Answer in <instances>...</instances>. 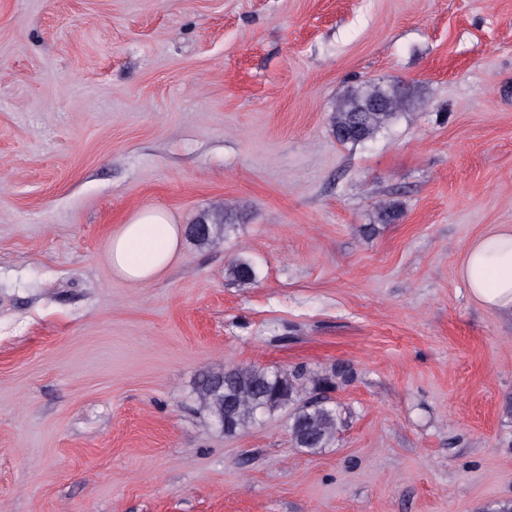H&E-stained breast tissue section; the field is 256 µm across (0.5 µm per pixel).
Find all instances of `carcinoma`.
<instances>
[{"mask_svg":"<svg viewBox=\"0 0 512 512\" xmlns=\"http://www.w3.org/2000/svg\"><path fill=\"white\" fill-rule=\"evenodd\" d=\"M414 92L399 82H367L350 86L336 101L329 117L330 130L341 144L361 145L376 139L408 115ZM380 221L389 224L399 216L398 204L387 197L375 202ZM237 213L224 209V215L204 225L192 239L203 245L215 243L229 231ZM225 275L246 288L258 277L252 259L240 252L225 269ZM349 370L338 367L333 375L297 368L237 367L204 376L196 387L199 408L219 426L229 420L233 434L257 423L276 410H289V433L297 448H324L338 434L341 414L336 406L316 399L319 391L332 384V378H345Z\"/></svg>","mask_w":512,"mask_h":512,"instance_id":"cac0c4a2","label":"carcinoma"}]
</instances>
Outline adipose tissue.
<instances>
[{
    "mask_svg": "<svg viewBox=\"0 0 512 512\" xmlns=\"http://www.w3.org/2000/svg\"><path fill=\"white\" fill-rule=\"evenodd\" d=\"M182 235V226L166 211H139L110 238L109 263L128 281L150 280L176 255ZM462 274L478 302L512 312V227L479 238L463 258Z\"/></svg>",
    "mask_w": 512,
    "mask_h": 512,
    "instance_id": "obj_1",
    "label": "adipose tissue"
}]
</instances>
